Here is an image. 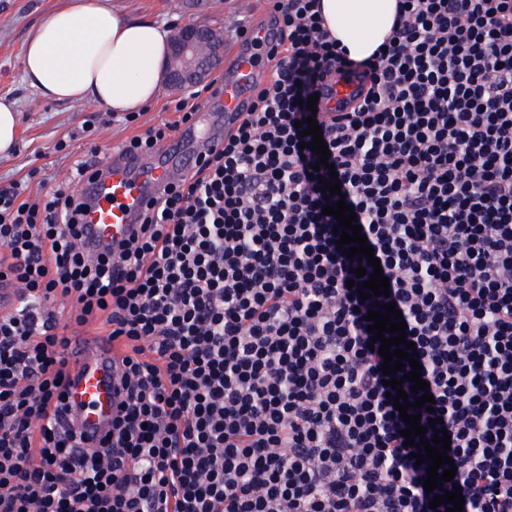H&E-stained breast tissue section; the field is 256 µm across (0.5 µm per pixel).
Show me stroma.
Listing matches in <instances>:
<instances>
[{"label": "stroma", "instance_id": "35a3bbf8", "mask_svg": "<svg viewBox=\"0 0 512 512\" xmlns=\"http://www.w3.org/2000/svg\"><path fill=\"white\" fill-rule=\"evenodd\" d=\"M61 0H0V96L13 98L20 112L14 151L0 158V184L35 176L54 185L67 181L73 162L89 149L98 158L143 128L176 120L173 91L163 90L132 124L109 120L105 108L46 102L26 82L21 58L30 30ZM127 13L154 19L163 26L204 18L222 27L226 47L237 45V20L260 23L269 13L267 0H119ZM66 142L58 150V142Z\"/></svg>", "mask_w": 512, "mask_h": 512}]
</instances>
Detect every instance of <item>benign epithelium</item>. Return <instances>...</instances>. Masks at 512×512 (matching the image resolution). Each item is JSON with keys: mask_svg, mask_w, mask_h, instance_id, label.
Wrapping results in <instances>:
<instances>
[{"mask_svg": "<svg viewBox=\"0 0 512 512\" xmlns=\"http://www.w3.org/2000/svg\"><path fill=\"white\" fill-rule=\"evenodd\" d=\"M224 61V31L198 22L177 25L171 31L163 79L179 91L206 84Z\"/></svg>", "mask_w": 512, "mask_h": 512, "instance_id": "obj_1", "label": "benign epithelium"}]
</instances>
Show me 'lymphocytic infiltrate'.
I'll return each mask as SVG.
<instances>
[{"instance_id":"1","label":"lymphocytic infiltrate","mask_w":512,"mask_h":512,"mask_svg":"<svg viewBox=\"0 0 512 512\" xmlns=\"http://www.w3.org/2000/svg\"><path fill=\"white\" fill-rule=\"evenodd\" d=\"M281 40L251 110L118 256L79 245V197L0 187V512H512V0H400L384 52L347 58L318 0H273ZM350 109L303 102L332 73ZM315 117L329 167L301 149ZM337 172L390 294L338 252ZM395 302L443 419L452 481L383 385L369 310ZM121 352L99 443L72 427V329ZM333 83L332 93L334 98L331 100L330 106H336V109H340L346 102L350 101L358 87V81L348 75H337Z\"/></svg>"}]
</instances>
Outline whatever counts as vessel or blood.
<instances>
[{
	"mask_svg": "<svg viewBox=\"0 0 512 512\" xmlns=\"http://www.w3.org/2000/svg\"><path fill=\"white\" fill-rule=\"evenodd\" d=\"M279 34L272 23L257 27L252 40L236 46L224 69V81L210 99L211 111L196 113L191 123L162 149L149 154L113 152L98 174L85 178L82 198L86 204L81 222L82 247L97 256L119 252L136 229L142 213L162 199L168 186L189 175L205 149L235 127L248 111L255 87L267 72L266 51ZM357 80L336 76L333 106L350 101ZM74 382L69 401L76 410L75 424L87 436L107 430L117 411V354L104 336L80 332L71 336Z\"/></svg>",
	"mask_w": 512,
	"mask_h": 512,
	"instance_id": "vessel-or-blood-1",
	"label": "vessel or blood"
}]
</instances>
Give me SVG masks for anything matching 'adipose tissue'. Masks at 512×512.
I'll list each match as a JSON object with an SVG mask.
<instances>
[{
	"label": "adipose tissue",
	"instance_id": "ef3b65f1",
	"mask_svg": "<svg viewBox=\"0 0 512 512\" xmlns=\"http://www.w3.org/2000/svg\"><path fill=\"white\" fill-rule=\"evenodd\" d=\"M319 2L329 32L356 61L389 35L396 12V0ZM168 41L166 28L113 0H64L30 32L23 71L47 100L136 112L159 95Z\"/></svg>",
	"mask_w": 512,
	"mask_h": 512
}]
</instances>
